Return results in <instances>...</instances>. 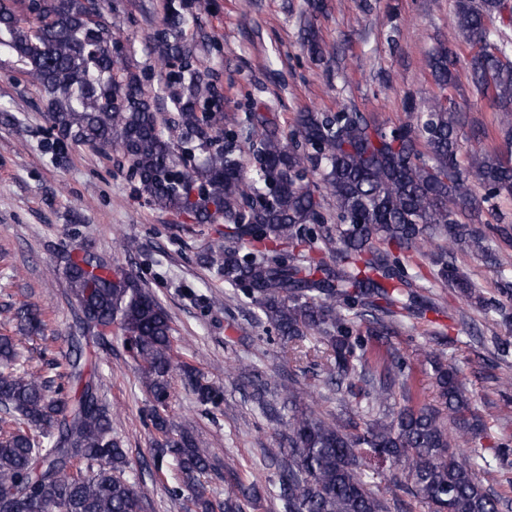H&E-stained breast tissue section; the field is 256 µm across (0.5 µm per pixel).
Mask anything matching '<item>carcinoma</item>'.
<instances>
[{
	"mask_svg": "<svg viewBox=\"0 0 512 512\" xmlns=\"http://www.w3.org/2000/svg\"><path fill=\"white\" fill-rule=\"evenodd\" d=\"M111 0H0V48L16 56L20 73L48 101L52 134L42 149L55 159L70 148L121 156L152 205L195 224L214 227L203 265L256 319L294 349L315 336L325 345L324 366L336 391L366 404L363 428L352 418L317 414L291 380L261 382L254 399L263 414L287 426L288 451L278 458V512H407V498L431 512H501L505 500L477 477L481 455H464L446 423L466 442L484 425L469 418L470 398L456 371L439 360L433 371L441 407H394L396 380L408 378L406 360L381 354L375 373L368 357L402 325L401 312L436 307L413 291L396 252H417L466 300L489 311L476 285L448 261L456 246L512 269V259L490 248L475 225L485 204L512 199V55L491 38L494 18L512 19L503 0H454L456 26L470 52L474 92L504 120L500 145L461 156L465 128L472 138L489 131L469 126L461 107L445 103L457 87V51L439 46L428 67L439 93L423 102L414 123L382 127L356 109L301 112L291 130L278 114L224 111L217 80L201 72L199 14L210 0H169L149 36L166 70L163 93L174 111H156L139 77L125 72L113 52ZM304 40L318 59L334 55L308 29ZM199 150L200 167L185 156ZM250 243L244 252L241 244ZM58 273L78 310L79 336L39 375L25 370L22 337L0 333V512H144L143 498L125 477L126 449L112 432V412L86 347L121 340L141 385L152 398L157 469L174 464L184 484L169 490L197 512H244L239 496L254 485L235 476L237 491L216 499L202 480L212 469L209 450L168 415L173 374L203 406L219 408L224 387L183 361L180 339L162 304L129 270L90 250L63 252ZM32 302L0 306V319L18 331L47 327ZM399 465L385 491L374 488L366 456Z\"/></svg>",
	"mask_w": 512,
	"mask_h": 512,
	"instance_id": "obj_1",
	"label": "carcinoma"
}]
</instances>
